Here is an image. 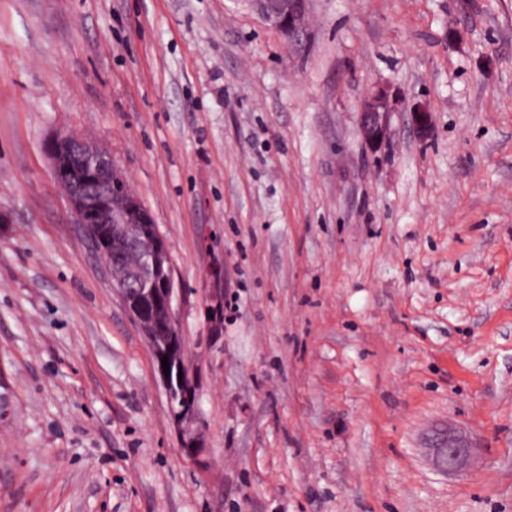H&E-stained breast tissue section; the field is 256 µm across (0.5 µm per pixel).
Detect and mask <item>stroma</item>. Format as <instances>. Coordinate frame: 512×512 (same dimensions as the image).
Returning <instances> with one entry per match:
<instances>
[{"mask_svg": "<svg viewBox=\"0 0 512 512\" xmlns=\"http://www.w3.org/2000/svg\"><path fill=\"white\" fill-rule=\"evenodd\" d=\"M379 86L407 108L374 152ZM60 129L169 245L207 467L52 178ZM0 213V512H512V0H312L296 49L249 0H0ZM448 427L477 468L429 464ZM403 106V100L387 87H379L363 99L359 113V134L372 151L387 143L391 134V116ZM209 288H206L204 314L210 328V336L216 340L222 331L224 316V263L216 262L207 272Z\"/></svg>", "mask_w": 512, "mask_h": 512, "instance_id": "stroma-1", "label": "stroma"}]
</instances>
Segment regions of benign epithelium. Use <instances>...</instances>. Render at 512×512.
I'll use <instances>...</instances> for the list:
<instances>
[{"mask_svg":"<svg viewBox=\"0 0 512 512\" xmlns=\"http://www.w3.org/2000/svg\"><path fill=\"white\" fill-rule=\"evenodd\" d=\"M263 18L289 40L297 41L306 32L309 0H256ZM403 100L387 87H379L363 99L359 112V134L372 151L387 143L391 116ZM412 120L421 138L430 135L428 112L412 109ZM53 177L63 191L80 236L94 255L105 248L116 255L136 254L128 266H106L116 291L142 336L149 343L156 362L168 358L169 375L162 376L174 426L181 439L182 452L201 465L203 457L202 422L197 403L199 388L194 367L188 361L183 336L174 308L173 266L169 247L153 218L137 195L123 189L125 177L111 153L97 140L73 131H57L45 143ZM204 314L212 339L220 336L224 316V263L216 262L207 272ZM477 449L453 431L436 439L430 449L432 465L456 475L470 470Z\"/></svg>","mask_w":512,"mask_h":512,"instance_id":"benign-epithelium-1","label":"benign epithelium"}]
</instances>
